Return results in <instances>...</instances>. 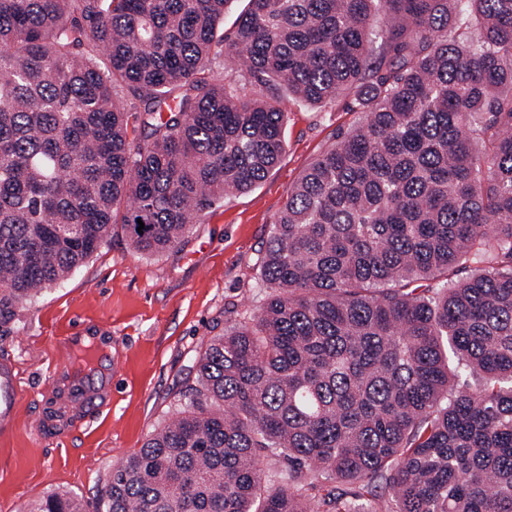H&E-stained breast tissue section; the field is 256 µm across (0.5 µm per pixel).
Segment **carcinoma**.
I'll use <instances>...</instances> for the list:
<instances>
[{"label":"carcinoma","instance_id":"carcinoma-1","mask_svg":"<svg viewBox=\"0 0 512 512\" xmlns=\"http://www.w3.org/2000/svg\"><path fill=\"white\" fill-rule=\"evenodd\" d=\"M230 2L0 0V337L116 230L158 254L264 181L282 96L349 97L364 119L271 225L265 304L103 512H512V0H245L226 35Z\"/></svg>","mask_w":512,"mask_h":512}]
</instances>
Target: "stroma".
<instances>
[{"label": "stroma", "mask_w": 512, "mask_h": 512, "mask_svg": "<svg viewBox=\"0 0 512 512\" xmlns=\"http://www.w3.org/2000/svg\"><path fill=\"white\" fill-rule=\"evenodd\" d=\"M287 147L266 180L208 209L167 251L147 255L121 234L67 280L19 312L0 359L18 371L13 416L0 424V512H29L50 492L86 512L114 467L167 424L196 384L195 361L211 337L249 320L265 290L256 272L289 189L362 115L346 101L286 102ZM112 326V352L85 354L73 391L59 348L66 332Z\"/></svg>", "instance_id": "35a3bbf8"}]
</instances>
